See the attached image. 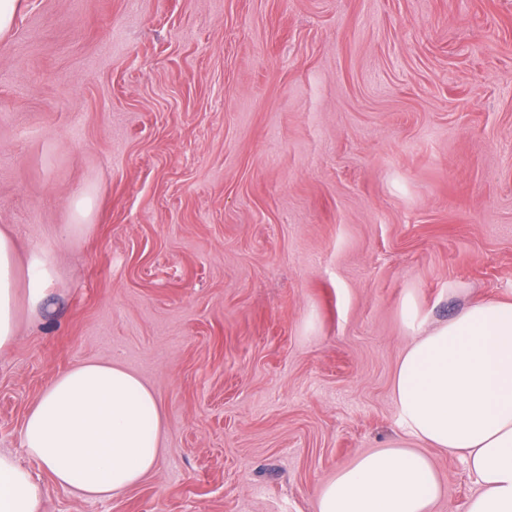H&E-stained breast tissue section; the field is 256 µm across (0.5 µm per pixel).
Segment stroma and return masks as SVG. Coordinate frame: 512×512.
Returning <instances> with one entry per match:
<instances>
[{
	"mask_svg": "<svg viewBox=\"0 0 512 512\" xmlns=\"http://www.w3.org/2000/svg\"><path fill=\"white\" fill-rule=\"evenodd\" d=\"M0 228L55 260L0 351V451L42 512H316L400 432L404 303L512 301V0H22ZM112 360L156 392L165 452L85 499L21 430L56 375ZM428 454L434 512H463L474 477Z\"/></svg>",
	"mask_w": 512,
	"mask_h": 512,
	"instance_id": "stroma-1",
	"label": "stroma"
}]
</instances>
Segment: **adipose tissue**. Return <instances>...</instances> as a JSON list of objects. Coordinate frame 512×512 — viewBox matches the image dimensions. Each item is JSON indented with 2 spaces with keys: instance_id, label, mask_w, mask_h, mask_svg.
<instances>
[{
  "instance_id": "obj_1",
  "label": "adipose tissue",
  "mask_w": 512,
  "mask_h": 512,
  "mask_svg": "<svg viewBox=\"0 0 512 512\" xmlns=\"http://www.w3.org/2000/svg\"><path fill=\"white\" fill-rule=\"evenodd\" d=\"M54 275L50 251L19 264L13 235L0 229V351L16 341L20 307L38 310ZM403 319L409 340L392 381L402 435L323 481L316 512H433L442 484L431 448L461 457L474 476L464 512H512V301H477L445 321L409 301ZM163 428L158 398L137 374L89 361L44 389L21 447L62 490L105 499L157 469ZM41 510L32 472L0 452V512Z\"/></svg>"
}]
</instances>
